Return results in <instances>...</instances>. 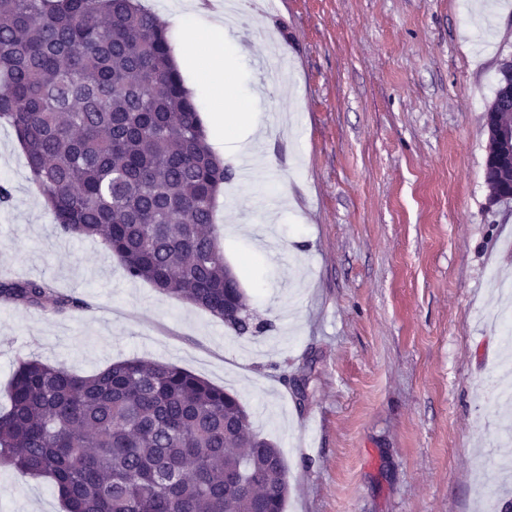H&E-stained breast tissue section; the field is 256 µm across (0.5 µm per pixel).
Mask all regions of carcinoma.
Masks as SVG:
<instances>
[{"label":"carcinoma","instance_id":"obj_1","mask_svg":"<svg viewBox=\"0 0 512 512\" xmlns=\"http://www.w3.org/2000/svg\"><path fill=\"white\" fill-rule=\"evenodd\" d=\"M0 123L60 233L100 239L129 279L252 331L214 220L232 172L154 13L138 0H0ZM0 299L84 308L30 279L0 281ZM8 397L0 467L49 478L65 512H284L282 450L234 396L177 365L127 359L79 376L21 359Z\"/></svg>","mask_w":512,"mask_h":512}]
</instances>
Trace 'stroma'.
<instances>
[{"label":"stroma","instance_id":"obj_1","mask_svg":"<svg viewBox=\"0 0 512 512\" xmlns=\"http://www.w3.org/2000/svg\"><path fill=\"white\" fill-rule=\"evenodd\" d=\"M141 0L171 49L224 24L255 132L225 144L220 246L261 329L129 280L93 238L60 236L0 123V270L85 304L0 301V389L34 356L80 375L139 358L233 394L290 468L285 512H489L512 501V434L486 381L512 291V202L484 180V111L512 58V0ZM291 58L259 68L267 34ZM9 512H62L52 484L0 468Z\"/></svg>","mask_w":512,"mask_h":512}]
</instances>
